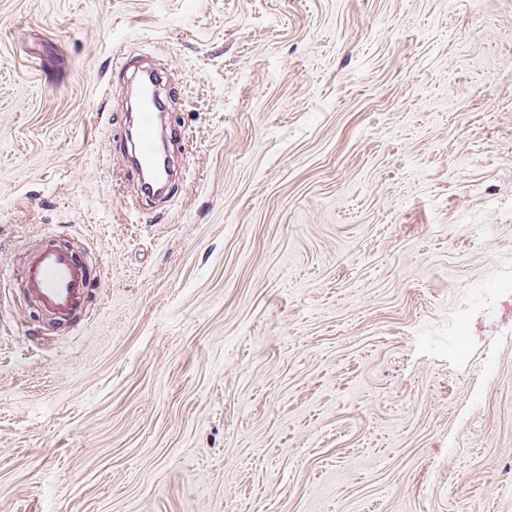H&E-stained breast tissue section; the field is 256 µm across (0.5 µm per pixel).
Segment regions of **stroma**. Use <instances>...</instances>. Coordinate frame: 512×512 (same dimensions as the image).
Here are the masks:
<instances>
[{
    "label": "stroma",
    "instance_id": "obj_1",
    "mask_svg": "<svg viewBox=\"0 0 512 512\" xmlns=\"http://www.w3.org/2000/svg\"><path fill=\"white\" fill-rule=\"evenodd\" d=\"M506 281L512 0H0V512H512ZM156 90V85L142 89L138 111L134 117L136 136L122 154L126 167L137 178L145 197L149 194L141 186V177L148 169H158V141L166 124V114L158 112L155 107L154 101L158 96ZM19 278L26 295L45 315L65 323L84 306L95 274L80 252L51 239L25 258Z\"/></svg>",
    "mask_w": 512,
    "mask_h": 512
}]
</instances>
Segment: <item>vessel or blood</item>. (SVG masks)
Segmentation results:
<instances>
[{
	"instance_id": "1",
	"label": "vessel or blood",
	"mask_w": 512,
	"mask_h": 512,
	"mask_svg": "<svg viewBox=\"0 0 512 512\" xmlns=\"http://www.w3.org/2000/svg\"><path fill=\"white\" fill-rule=\"evenodd\" d=\"M156 96L155 86L143 88L135 115L136 136L122 154L136 177L158 166V141L166 115L157 111ZM19 278L26 295L45 315L65 323L83 307L95 274L80 252L50 240L25 258Z\"/></svg>"
}]
</instances>
